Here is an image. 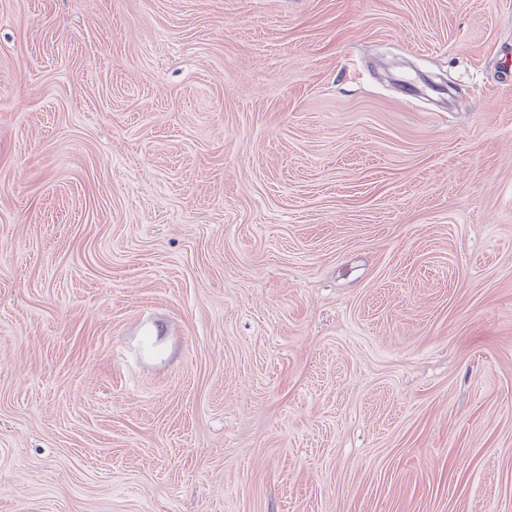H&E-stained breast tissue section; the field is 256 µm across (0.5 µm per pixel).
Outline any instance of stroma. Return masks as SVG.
I'll return each mask as SVG.
<instances>
[{"label": "stroma", "instance_id": "obj_1", "mask_svg": "<svg viewBox=\"0 0 512 512\" xmlns=\"http://www.w3.org/2000/svg\"><path fill=\"white\" fill-rule=\"evenodd\" d=\"M0 512H512V0H0Z\"/></svg>", "mask_w": 512, "mask_h": 512}]
</instances>
